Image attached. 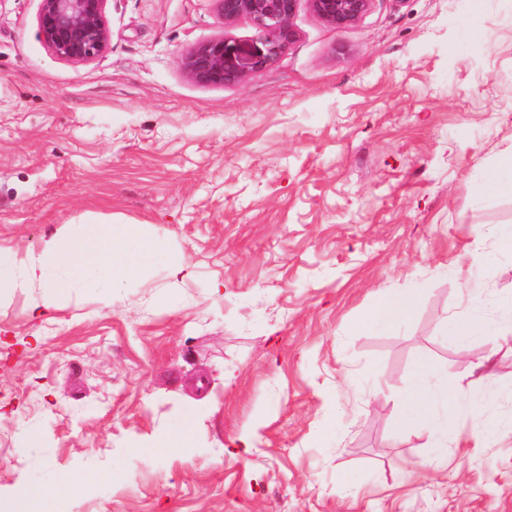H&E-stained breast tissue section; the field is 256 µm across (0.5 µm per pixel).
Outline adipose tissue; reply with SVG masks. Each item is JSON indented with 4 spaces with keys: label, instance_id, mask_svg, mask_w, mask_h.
<instances>
[{
    "label": "adipose tissue",
    "instance_id": "1",
    "mask_svg": "<svg viewBox=\"0 0 512 512\" xmlns=\"http://www.w3.org/2000/svg\"><path fill=\"white\" fill-rule=\"evenodd\" d=\"M165 259L173 278L190 276L185 256L168 243L149 235L140 224H111L104 228L89 227L65 230L45 239L34 251L0 250V302L10 299L17 289L31 285L39 288L40 299L32 309L41 318L55 308L71 289L111 288L141 279L156 259ZM414 292L379 294L372 308L354 331L387 332L405 323L416 309ZM494 316H457L450 322L448 341L457 351H466L473 337L483 335L491 326L512 333V295L493 302ZM487 405L481 399L464 394L438 374L428 357L416 363L414 380L401 404L395 425L399 430H427L434 439L439 456H447L448 447L459 444L455 433L458 417H475L469 439L481 445L488 430L479 418ZM79 479L69 472H57L52 493L31 487L21 488L20 512H55L57 498L69 494Z\"/></svg>",
    "mask_w": 512,
    "mask_h": 512
}]
</instances>
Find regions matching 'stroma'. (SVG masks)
Wrapping results in <instances>:
<instances>
[{"instance_id":"stroma-1","label":"stroma","mask_w":512,"mask_h":512,"mask_svg":"<svg viewBox=\"0 0 512 512\" xmlns=\"http://www.w3.org/2000/svg\"><path fill=\"white\" fill-rule=\"evenodd\" d=\"M39 5L0 0V247L144 224L193 275L161 258L45 321L37 289L0 303V497L66 470L58 512H512V335L444 338L467 292L487 317L512 292V197L476 191L512 146V0H372L344 29L300 0L283 53L225 85L182 58L262 41L213 0H109L110 45L82 64L52 55ZM407 288L404 325L351 333ZM424 354L464 385L489 373L493 430L458 471L395 427ZM185 417L189 458L135 451Z\"/></svg>"}]
</instances>
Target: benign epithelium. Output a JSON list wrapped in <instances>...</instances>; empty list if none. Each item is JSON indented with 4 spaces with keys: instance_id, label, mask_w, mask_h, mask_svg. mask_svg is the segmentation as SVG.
Segmentation results:
<instances>
[{
    "instance_id": "7a95c632",
    "label": "benign epithelium",
    "mask_w": 512,
    "mask_h": 512,
    "mask_svg": "<svg viewBox=\"0 0 512 512\" xmlns=\"http://www.w3.org/2000/svg\"><path fill=\"white\" fill-rule=\"evenodd\" d=\"M108 0H41L38 25L45 44L58 59L86 63L108 47ZM225 22L249 18L261 33L266 51H244L233 59L222 39L194 48L183 60L187 74L202 84H237L271 64L294 38L291 20L299 0H214ZM326 23L346 28L359 21L371 0H308Z\"/></svg>"
}]
</instances>
